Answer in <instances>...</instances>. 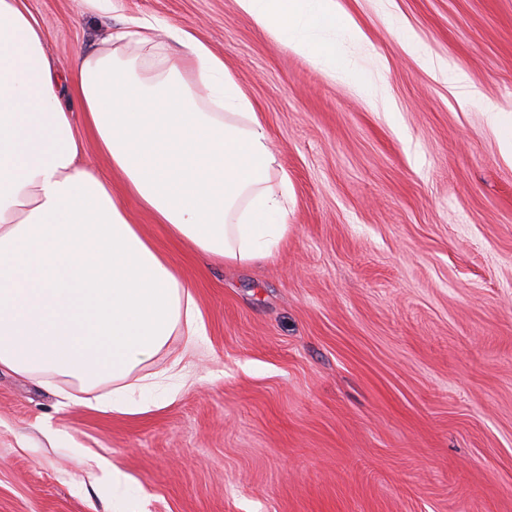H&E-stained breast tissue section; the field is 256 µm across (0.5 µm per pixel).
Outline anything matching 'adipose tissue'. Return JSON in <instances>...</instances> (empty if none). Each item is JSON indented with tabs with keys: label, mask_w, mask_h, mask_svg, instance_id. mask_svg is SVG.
<instances>
[{
	"label": "adipose tissue",
	"mask_w": 512,
	"mask_h": 512,
	"mask_svg": "<svg viewBox=\"0 0 512 512\" xmlns=\"http://www.w3.org/2000/svg\"><path fill=\"white\" fill-rule=\"evenodd\" d=\"M255 24L331 76L349 77L333 33L361 29L340 0H237ZM154 26L129 21L65 77L21 0H0V369L93 387L107 409L130 404L124 381L168 345L206 333L190 284L134 224L111 181L82 165L81 112L125 193L200 254L262 259L287 237L270 188L264 125L223 60L191 34L181 56L156 50ZM145 52L156 82L132 78L120 47ZM197 82L183 76L186 67ZM207 89L211 111L197 105Z\"/></svg>",
	"instance_id": "adipose-tissue-1"
}]
</instances>
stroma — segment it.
Listing matches in <instances>:
<instances>
[{
	"mask_svg": "<svg viewBox=\"0 0 512 512\" xmlns=\"http://www.w3.org/2000/svg\"><path fill=\"white\" fill-rule=\"evenodd\" d=\"M342 4L365 35L340 41L356 81L236 0H23L64 70L131 18L169 52L179 30L206 44L265 126L289 228L271 257L223 264L128 202L206 334L133 372L154 402L135 416L1 370L0 512H512V163L481 103L403 47L413 33L511 112L512 0Z\"/></svg>",
	"mask_w": 512,
	"mask_h": 512,
	"instance_id": "obj_1",
	"label": "stroma"
}]
</instances>
